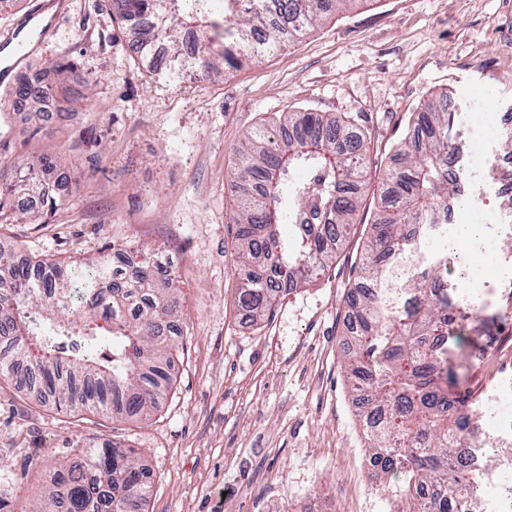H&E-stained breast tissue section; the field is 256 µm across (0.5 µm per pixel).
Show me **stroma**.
I'll use <instances>...</instances> for the list:
<instances>
[{
	"label": "stroma",
	"instance_id": "obj_1",
	"mask_svg": "<svg viewBox=\"0 0 512 512\" xmlns=\"http://www.w3.org/2000/svg\"><path fill=\"white\" fill-rule=\"evenodd\" d=\"M37 12L50 13V32L0 76V99L20 75L61 62L52 92L69 118L14 103L0 121V161L52 154L77 189L55 213L1 215L0 243L49 261L165 256L182 334L171 387L145 421L62 413L0 385V512H31L56 462L112 441L144 457L145 512H408L402 481L379 484L370 470L344 369L343 317L368 226L339 246L335 267L252 323L237 303L231 173L243 137L294 110L349 117L370 135L376 166L399 167L410 112L445 89L459 175L481 202L459 214L494 223L503 176L475 180L471 169L500 156L496 116L512 110V0H357L263 62L188 87L142 65L111 0H0V44ZM481 268L482 320L465 325L456 350L460 388L512 400V251L449 250L457 290ZM493 340L495 361L480 363Z\"/></svg>",
	"mask_w": 512,
	"mask_h": 512
}]
</instances>
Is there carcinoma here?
<instances>
[{"instance_id":"obj_1","label":"carcinoma","mask_w":512,"mask_h":512,"mask_svg":"<svg viewBox=\"0 0 512 512\" xmlns=\"http://www.w3.org/2000/svg\"><path fill=\"white\" fill-rule=\"evenodd\" d=\"M354 0H112L134 45L150 61L161 36L180 67L235 70L259 62L313 30ZM224 30L196 51L186 35ZM15 98L43 101L29 78ZM437 108L413 112L412 133L396 145L403 166L385 172L373 237L357 265L344 351L353 405L366 426L369 460L380 479L402 477L409 512H482L477 483L455 442L461 426H478L472 394L452 391L457 374L448 349L458 317L448 288V202L462 185L451 135L456 111L440 94ZM371 140L325 112L276 116L237 150L231 180L239 263L238 300L257 320L336 262L332 243L347 240L366 202ZM49 155L0 164V209L6 198L38 195L43 210L64 204L40 172ZM321 216L302 224L307 213ZM179 298L162 261L123 256L84 262H22L0 249V379L31 384L58 410L144 418L170 385ZM79 465L59 464L65 495L37 493L31 512H144L152 481L142 457L114 444L83 451Z\"/></svg>"}]
</instances>
